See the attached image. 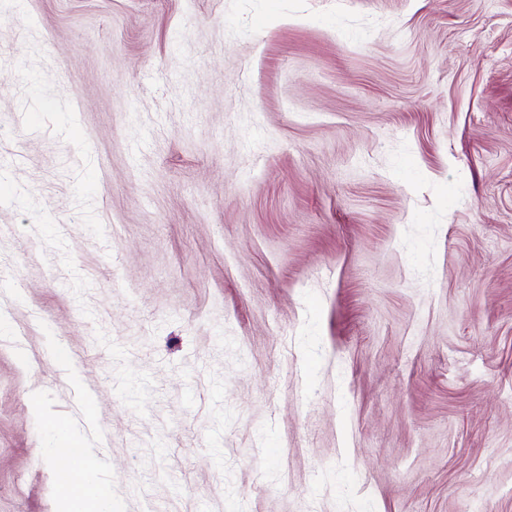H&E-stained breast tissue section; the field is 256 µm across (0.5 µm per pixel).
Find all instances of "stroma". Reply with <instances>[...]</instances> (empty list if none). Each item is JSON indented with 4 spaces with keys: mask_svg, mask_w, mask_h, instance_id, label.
<instances>
[{
    "mask_svg": "<svg viewBox=\"0 0 512 512\" xmlns=\"http://www.w3.org/2000/svg\"><path fill=\"white\" fill-rule=\"evenodd\" d=\"M0 320V512H512V0H0ZM54 441L51 448H44L46 456H63L60 452L63 445H77L83 448L82 459L77 464L78 484L73 488H61L57 485L56 495L59 502V512H112L116 511L112 483L106 479L101 461L92 453L91 448L84 443L74 422L53 425ZM64 456L76 458L79 453L73 448H62Z\"/></svg>",
    "mask_w": 512,
    "mask_h": 512,
    "instance_id": "35a3bbf8",
    "label": "stroma"
}]
</instances>
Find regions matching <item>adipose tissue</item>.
I'll return each instance as SVG.
<instances>
[{
  "label": "adipose tissue",
  "instance_id": "ef3b65f1",
  "mask_svg": "<svg viewBox=\"0 0 512 512\" xmlns=\"http://www.w3.org/2000/svg\"><path fill=\"white\" fill-rule=\"evenodd\" d=\"M54 443L48 448L51 456L59 455L61 447L77 445L82 447L83 456L77 465L79 481L72 488H57L59 512H115L116 504L112 484L103 475L101 461L85 448L84 439L72 422L57 423L53 426Z\"/></svg>",
  "mask_w": 512,
  "mask_h": 512
}]
</instances>
